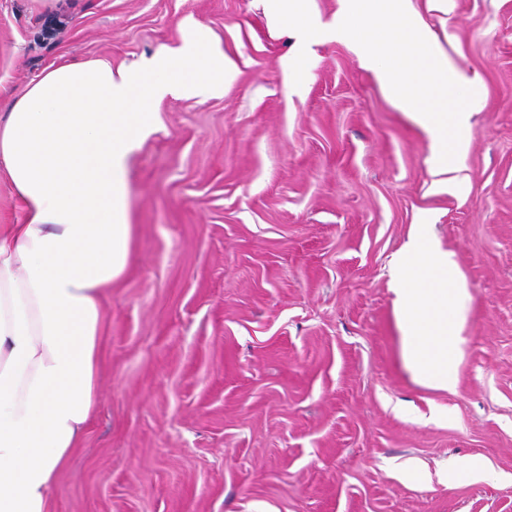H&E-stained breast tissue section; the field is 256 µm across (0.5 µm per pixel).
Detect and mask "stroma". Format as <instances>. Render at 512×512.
Returning <instances> with one entry per match:
<instances>
[{"mask_svg":"<svg viewBox=\"0 0 512 512\" xmlns=\"http://www.w3.org/2000/svg\"><path fill=\"white\" fill-rule=\"evenodd\" d=\"M411 4L483 87L444 191L355 47L312 45L295 84L262 0H0V115L48 66L179 46L189 16L238 66L165 97L129 158L132 257L54 512H512V0ZM425 213L472 297L452 393L406 372L389 287ZM475 456L502 479L441 483Z\"/></svg>","mask_w":512,"mask_h":512,"instance_id":"1","label":"stroma"}]
</instances>
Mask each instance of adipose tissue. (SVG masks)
Returning <instances> with one entry per match:
<instances>
[{"instance_id": "adipose-tissue-1", "label": "adipose tissue", "mask_w": 512, "mask_h": 512, "mask_svg": "<svg viewBox=\"0 0 512 512\" xmlns=\"http://www.w3.org/2000/svg\"><path fill=\"white\" fill-rule=\"evenodd\" d=\"M182 25L181 46L132 68L50 67L0 116V183L24 213L0 230V512H52L95 413L102 297L133 239L127 159L155 104L223 95L236 70L207 26ZM390 275L405 369L454 391L471 296L430 224L413 225Z\"/></svg>"}]
</instances>
